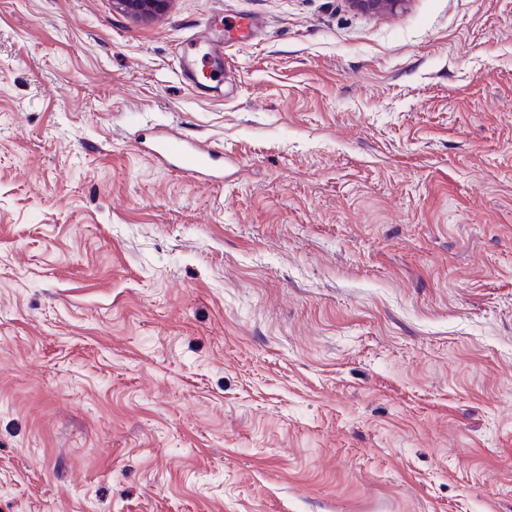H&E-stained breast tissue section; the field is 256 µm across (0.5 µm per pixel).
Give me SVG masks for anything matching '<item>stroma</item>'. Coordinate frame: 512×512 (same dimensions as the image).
I'll return each instance as SVG.
<instances>
[{
  "instance_id": "obj_1",
  "label": "stroma",
  "mask_w": 512,
  "mask_h": 512,
  "mask_svg": "<svg viewBox=\"0 0 512 512\" xmlns=\"http://www.w3.org/2000/svg\"><path fill=\"white\" fill-rule=\"evenodd\" d=\"M0 512H512V0H0ZM172 0H113L117 11L135 20H149L166 12ZM196 39H187L178 57V69L182 77L194 86L206 90H219L224 86V71L214 66V59L224 56L223 42L208 44L204 52ZM150 153L157 159L175 160V168L200 180L213 182L219 178L213 174L214 155L197 147L187 136L168 134L151 149Z\"/></svg>"
}]
</instances>
